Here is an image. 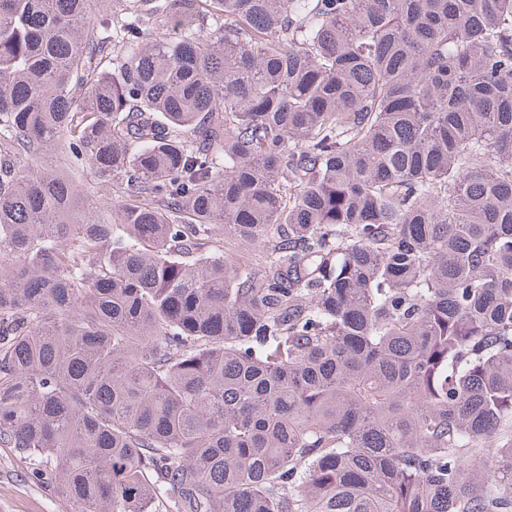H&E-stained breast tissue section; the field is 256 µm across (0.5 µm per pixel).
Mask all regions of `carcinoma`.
Segmentation results:
<instances>
[{
  "label": "carcinoma",
  "mask_w": 512,
  "mask_h": 512,
  "mask_svg": "<svg viewBox=\"0 0 512 512\" xmlns=\"http://www.w3.org/2000/svg\"><path fill=\"white\" fill-rule=\"evenodd\" d=\"M102 2L0 0V445L78 512H512V0ZM74 180L83 189L87 197V205L82 208L78 218L85 220H97L104 212H111L112 205L120 199L117 189V182H112V186L102 183H96L86 174L74 175Z\"/></svg>",
  "instance_id": "cac0c4a2"
}]
</instances>
